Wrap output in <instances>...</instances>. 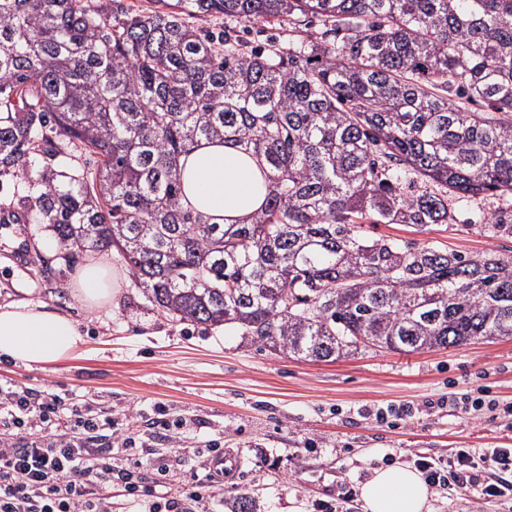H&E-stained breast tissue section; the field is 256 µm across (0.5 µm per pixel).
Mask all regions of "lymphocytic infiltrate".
I'll return each mask as SVG.
<instances>
[{"instance_id":"f902f5d3","label":"lymphocytic infiltrate","mask_w":512,"mask_h":512,"mask_svg":"<svg viewBox=\"0 0 512 512\" xmlns=\"http://www.w3.org/2000/svg\"><path fill=\"white\" fill-rule=\"evenodd\" d=\"M121 439L112 418L64 410L56 395L0 392V512H112L101 488L112 480L103 433ZM428 482H466L487 497L512 495V482L485 483L487 467L512 472V448L459 450L445 462L422 457Z\"/></svg>"}]
</instances>
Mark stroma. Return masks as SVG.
<instances>
[{"label": "stroma", "instance_id": "35a3bbf8", "mask_svg": "<svg viewBox=\"0 0 512 512\" xmlns=\"http://www.w3.org/2000/svg\"><path fill=\"white\" fill-rule=\"evenodd\" d=\"M499 212H512V200L464 198L450 226L366 230L468 255L512 256L511 238H491L482 229ZM49 234L42 224L0 229V304H46L78 325L83 343L51 365L0 359V389L47 392L111 413L113 427L133 439L113 458L114 471L137 465L145 482L162 478L176 492L204 478L208 442L223 439L229 470L218 477L213 498L185 501L188 512H231L242 493L253 498L255 512H313L319 500L338 512H364L359 486L371 468L411 467L420 455L442 461L462 448H512V416L459 402L486 394L512 404V339L410 355L367 350L331 363L276 356L232 330L169 321L114 250L108 258L125 275L121 290L110 305L84 308L74 297L73 276L93 254L65 262L45 251ZM159 406L186 422L172 456L151 425ZM387 407L410 415L393 425L378 421L376 410ZM431 492L432 512H512V498L486 497L470 486L441 484Z\"/></svg>", "mask_w": 512, "mask_h": 512}]
</instances>
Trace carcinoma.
Listing matches in <instances>:
<instances>
[{
  "instance_id": "carcinoma-1",
  "label": "carcinoma",
  "mask_w": 512,
  "mask_h": 512,
  "mask_svg": "<svg viewBox=\"0 0 512 512\" xmlns=\"http://www.w3.org/2000/svg\"><path fill=\"white\" fill-rule=\"evenodd\" d=\"M156 4L0 0V179L17 198L1 216L47 225L70 261L115 248L171 322L288 358L512 339V257L363 230L512 197V0ZM233 21L278 34L252 47ZM217 140L266 167L248 224L182 203V158ZM78 150L94 171L64 164ZM483 229L512 238L509 218Z\"/></svg>"
}]
</instances>
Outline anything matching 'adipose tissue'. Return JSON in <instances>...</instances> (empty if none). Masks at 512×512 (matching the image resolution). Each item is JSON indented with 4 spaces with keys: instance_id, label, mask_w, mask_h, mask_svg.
Masks as SVG:
<instances>
[{
    "instance_id": "1",
    "label": "adipose tissue",
    "mask_w": 512,
    "mask_h": 512,
    "mask_svg": "<svg viewBox=\"0 0 512 512\" xmlns=\"http://www.w3.org/2000/svg\"><path fill=\"white\" fill-rule=\"evenodd\" d=\"M184 195L221 224L248 222L264 200L263 179L255 162L236 148L206 144L184 161ZM122 274L107 257L84 265L74 296L87 308L110 304ZM83 338L68 316L33 302L0 306V357L25 367L48 365L72 356ZM429 489L410 467L373 468L361 485L365 512H430Z\"/></svg>"
}]
</instances>
